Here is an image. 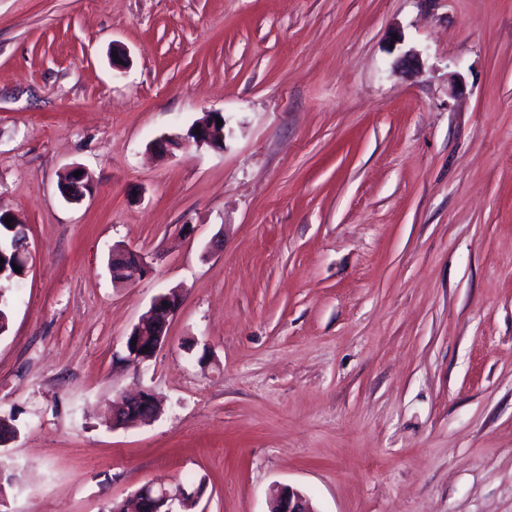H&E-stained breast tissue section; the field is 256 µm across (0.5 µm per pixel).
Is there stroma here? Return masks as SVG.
<instances>
[{
	"label": "stroma",
	"instance_id": "obj_1",
	"mask_svg": "<svg viewBox=\"0 0 512 512\" xmlns=\"http://www.w3.org/2000/svg\"><path fill=\"white\" fill-rule=\"evenodd\" d=\"M214 111L223 149L153 151ZM0 213L9 512L189 476L205 512H512V0H0ZM10 216L7 214L1 215L0 222V258L4 259V263H0V273L2 270L7 272L8 277L14 278L17 282L23 279L24 271L25 275L28 269V255L29 246L27 240L25 241V256L26 268L16 258V249H18V243L26 238L25 231L22 229H16V224H10V227L6 225V219ZM13 264H16L21 268V273L15 272ZM130 253H133L135 260L131 263H128L127 261L130 259ZM111 262L112 276L116 281L119 282H134L142 278L148 271V266L142 256L131 250L119 246H115L112 248ZM117 262H123L125 264L124 269L121 272H119L123 274V277L120 280L115 278V273L113 271V265ZM164 302H167V306H164ZM182 303L181 295L177 289L173 288L172 291L158 295L154 298L153 302L149 307V313L140 318L138 324L134 327L131 334L127 339L133 337L135 340L139 336L146 338L152 336L153 340L149 344V340L144 341V345H148V352L140 349V342H136V347L132 351H128L126 360L134 365H141L147 361H150L155 357L157 352L165 345L167 341V330L170 321L178 312ZM161 315V316H160ZM149 319V322H148ZM150 324L149 331L146 329V325ZM272 496L269 512H316L308 497L290 486L278 487Z\"/></svg>",
	"mask_w": 512,
	"mask_h": 512
}]
</instances>
